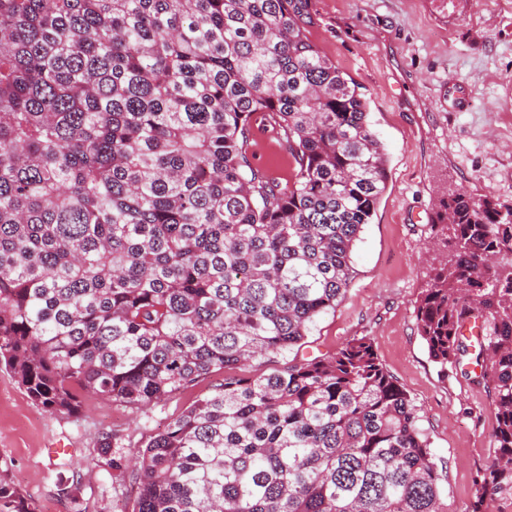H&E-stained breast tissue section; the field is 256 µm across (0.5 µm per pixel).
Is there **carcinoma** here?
<instances>
[{"label":"carcinoma","instance_id":"carcinoma-1","mask_svg":"<svg viewBox=\"0 0 512 512\" xmlns=\"http://www.w3.org/2000/svg\"><path fill=\"white\" fill-rule=\"evenodd\" d=\"M308 2L0 0V369L68 415L224 372L132 470L112 460L134 512H447L445 463L369 338L238 376L336 310L388 182ZM256 115L286 181L250 161ZM432 230L418 330L490 395L486 512L512 488V205L457 188ZM0 512H38L1 467Z\"/></svg>","mask_w":512,"mask_h":512}]
</instances>
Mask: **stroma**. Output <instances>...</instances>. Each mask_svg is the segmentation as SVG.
Returning <instances> with one entry per match:
<instances>
[{"mask_svg":"<svg viewBox=\"0 0 512 512\" xmlns=\"http://www.w3.org/2000/svg\"><path fill=\"white\" fill-rule=\"evenodd\" d=\"M310 13L309 38L367 95L389 179L355 248V279L306 350L370 337L447 464L448 512H470L476 473L495 451L489 397L431 360L416 302L437 264L426 246L437 200L463 187L512 204V0H310ZM223 381L219 371L140 408L89 397L67 415L37 407L0 371V463L40 512H132L131 485L113 479L111 459H128ZM109 434L118 443L105 455ZM58 445L68 455L50 458Z\"/></svg>","mask_w":512,"mask_h":512,"instance_id":"1","label":"stroma"}]
</instances>
